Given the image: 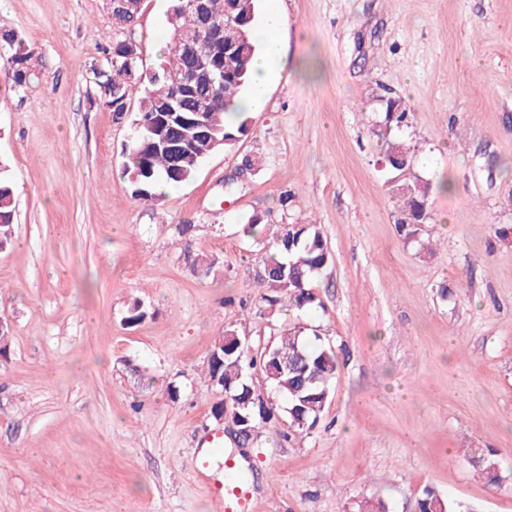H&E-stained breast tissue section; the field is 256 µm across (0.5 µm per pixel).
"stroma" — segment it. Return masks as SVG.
Returning a JSON list of instances; mask_svg holds the SVG:
<instances>
[{
	"mask_svg": "<svg viewBox=\"0 0 512 512\" xmlns=\"http://www.w3.org/2000/svg\"><path fill=\"white\" fill-rule=\"evenodd\" d=\"M278 2L288 63L247 135L154 204L129 197L131 117H113L88 70L115 36L106 0H0V27L38 54L26 92L0 68L15 201L0 250V512H217L195 472L222 427L210 350L228 326L261 351L298 322L340 365L304 432L252 370L273 406L242 455L254 512H415L426 488L465 512H512V239L495 234L512 228V0ZM168 8L146 2L144 70L164 62ZM386 97L402 99L431 186L430 255L397 234L373 133ZM255 214L320 226L319 305L259 310L241 231ZM136 301L147 316L130 325ZM477 447L502 485L478 474Z\"/></svg>",
	"mask_w": 512,
	"mask_h": 512,
	"instance_id": "35a3bbf8",
	"label": "stroma"
}]
</instances>
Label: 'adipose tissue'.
<instances>
[{"label":"adipose tissue","instance_id":"adipose-tissue-1","mask_svg":"<svg viewBox=\"0 0 512 512\" xmlns=\"http://www.w3.org/2000/svg\"><path fill=\"white\" fill-rule=\"evenodd\" d=\"M286 18L279 7L267 9L258 27L254 31V39L259 45L252 69L251 87L242 101V108L248 109L258 104L267 85L277 77L284 63V56L277 40L278 33L284 28Z\"/></svg>","mask_w":512,"mask_h":512}]
</instances>
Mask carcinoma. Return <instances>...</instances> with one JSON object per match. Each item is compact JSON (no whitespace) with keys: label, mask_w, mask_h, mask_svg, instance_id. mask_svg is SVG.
Here are the masks:
<instances>
[{"label":"carcinoma","mask_w":512,"mask_h":512,"mask_svg":"<svg viewBox=\"0 0 512 512\" xmlns=\"http://www.w3.org/2000/svg\"><path fill=\"white\" fill-rule=\"evenodd\" d=\"M206 5L209 30H197V3ZM129 9L121 17L122 31L112 45L102 51V59L90 66L96 86L116 89L118 97L105 101L111 112L134 111L129 141L125 144L122 176L129 182L130 198L134 202L158 201L162 194L156 185L163 182L170 186L183 185L196 175L201 164L213 152L233 148L239 138L248 132L246 121L232 126L224 121V114L235 100L243 97L250 88V67L257 51L253 29L259 20V0H170L167 23L169 45L166 65L159 71L144 73L138 70L142 49L134 38L135 27L144 10L141 0H127ZM179 28L195 31L188 45L174 42ZM226 28L240 31V44L236 57L224 66V46L215 42L211 33ZM36 51L18 32L0 28V61L7 67L14 90H25L33 74ZM199 60H211L224 72L220 84L199 86L194 97L184 103L182 112L189 115L200 102L208 103L202 121L205 128H195L184 134L189 144L178 154L168 152L154 143L147 125L165 111L166 98L180 90L190 67ZM408 123L407 109L399 98L386 101L384 124L378 126L376 136L381 141V152L386 166L393 173L391 190L398 203L396 228L400 239L418 243L424 225L431 220L429 203L430 184L411 173L401 175L396 162L405 157L407 145L399 138L400 128ZM14 195L7 180L0 179V248L11 244L14 236ZM262 269L257 277L260 301L270 307L281 299H288L289 307L298 310L316 303L317 296L309 288L311 279L329 262L330 253L316 224H285L269 247H261ZM306 362L297 371L284 372L270 379L272 388L286 401L290 427L298 432L312 428L319 420L331 392L339 367L335 351L330 346L309 340L305 328L296 324L271 347V354L263 352L253 356L246 346H241L231 359L220 366L207 362L206 377L209 382L217 378L231 384L224 390V399L212 407L213 415L224 409L241 414H251V425L261 429L262 421L254 404L240 407L237 396L244 391L247 376L254 368L266 371L271 355L288 360L293 365L299 354ZM480 472L494 481L491 472L496 462L481 448L470 449ZM418 512H459L455 504L436 494L430 488L423 490L416 500Z\"/></svg>","instance_id":"obj_1"}]
</instances>
